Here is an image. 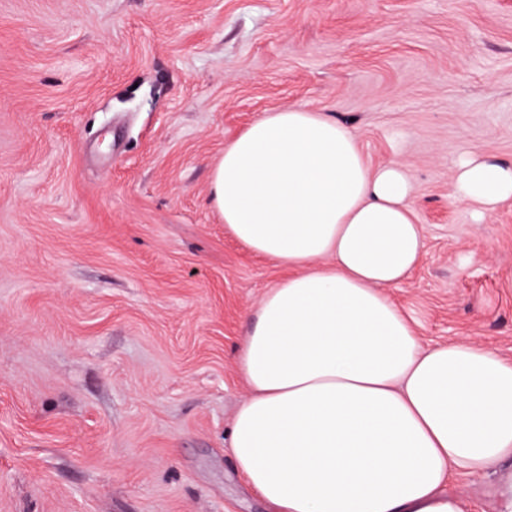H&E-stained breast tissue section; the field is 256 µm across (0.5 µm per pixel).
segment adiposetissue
<instances>
[{
    "label": "adipose tissue",
    "mask_w": 512,
    "mask_h": 512,
    "mask_svg": "<svg viewBox=\"0 0 512 512\" xmlns=\"http://www.w3.org/2000/svg\"><path fill=\"white\" fill-rule=\"evenodd\" d=\"M411 191L398 164L371 166L350 130L304 108L265 114L212 169L226 228L295 269L236 350L249 395L229 444L270 512H466L445 486L485 473L512 512V360L422 346L385 292L423 254ZM450 191L483 218L512 201V164L464 155Z\"/></svg>",
    "instance_id": "ef3b65f1"
}]
</instances>
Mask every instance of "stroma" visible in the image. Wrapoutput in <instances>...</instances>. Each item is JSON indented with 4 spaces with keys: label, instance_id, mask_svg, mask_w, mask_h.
<instances>
[{
    "label": "stroma",
    "instance_id": "1",
    "mask_svg": "<svg viewBox=\"0 0 512 512\" xmlns=\"http://www.w3.org/2000/svg\"><path fill=\"white\" fill-rule=\"evenodd\" d=\"M288 107L409 174L425 247L387 293L422 345L512 359V205L448 192L462 153L512 163V0H0V512H268L235 350L289 270L209 184Z\"/></svg>",
    "mask_w": 512,
    "mask_h": 512
}]
</instances>
